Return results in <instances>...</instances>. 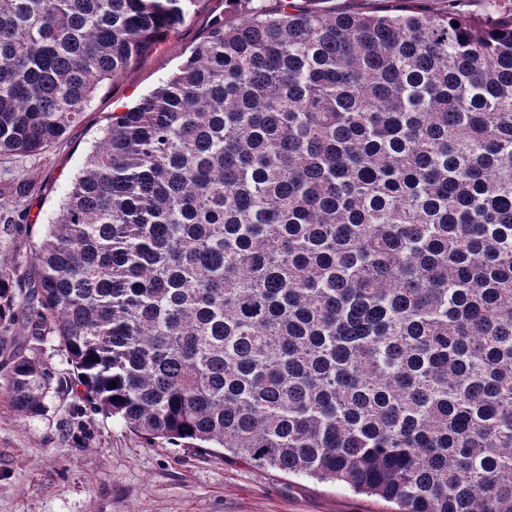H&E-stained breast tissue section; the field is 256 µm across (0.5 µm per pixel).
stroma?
Wrapping results in <instances>:
<instances>
[{"label": "stroma", "instance_id": "obj_1", "mask_svg": "<svg viewBox=\"0 0 512 512\" xmlns=\"http://www.w3.org/2000/svg\"><path fill=\"white\" fill-rule=\"evenodd\" d=\"M224 0H205L176 33L102 88L48 151L0 158V192L33 184L25 220L0 221V269L25 278V248L54 221L110 112L158 87L201 41ZM22 417L0 399V512H389L386 503L304 476L219 454L149 444L118 419L94 412L79 390L49 393Z\"/></svg>", "mask_w": 512, "mask_h": 512}]
</instances>
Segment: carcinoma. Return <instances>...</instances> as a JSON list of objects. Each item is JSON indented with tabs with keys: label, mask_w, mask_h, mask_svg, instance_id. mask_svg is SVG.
Returning <instances> with one entry per match:
<instances>
[{
	"label": "carcinoma",
	"mask_w": 512,
	"mask_h": 512,
	"mask_svg": "<svg viewBox=\"0 0 512 512\" xmlns=\"http://www.w3.org/2000/svg\"><path fill=\"white\" fill-rule=\"evenodd\" d=\"M201 0H0V157L41 153ZM111 113L0 321L153 443L393 512H512V16L224 0ZM52 376L0 367L22 416ZM24 346L27 348V354H33L35 351V353L39 354V356L44 360L53 375L52 387L56 386V382L59 378L62 380L66 378L68 380L69 377H72V367L69 365L66 356L62 352L56 350V344L50 339L43 344L33 340H27Z\"/></svg>",
	"instance_id": "1"
}]
</instances>
